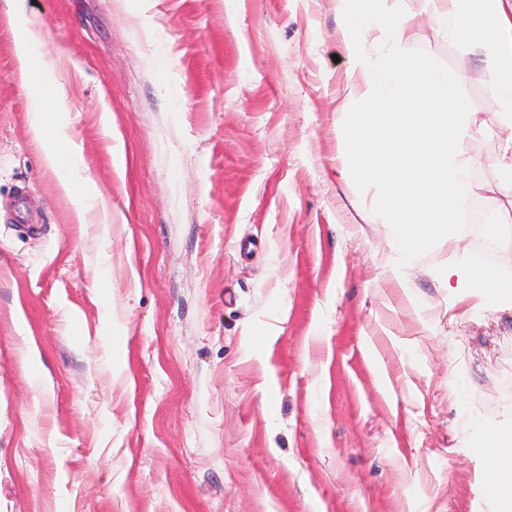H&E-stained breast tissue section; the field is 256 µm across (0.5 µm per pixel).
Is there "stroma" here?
<instances>
[{
  "label": "stroma",
  "mask_w": 512,
  "mask_h": 512,
  "mask_svg": "<svg viewBox=\"0 0 512 512\" xmlns=\"http://www.w3.org/2000/svg\"><path fill=\"white\" fill-rule=\"evenodd\" d=\"M399 2L512 225L490 79ZM26 10L99 197L77 218L44 167L0 5V512H495L473 442L512 423V309L438 281L475 238L397 267L341 176L339 0Z\"/></svg>",
  "instance_id": "obj_1"
}]
</instances>
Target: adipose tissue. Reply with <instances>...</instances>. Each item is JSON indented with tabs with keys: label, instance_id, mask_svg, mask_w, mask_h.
<instances>
[{
	"label": "adipose tissue",
	"instance_id": "adipose-tissue-1",
	"mask_svg": "<svg viewBox=\"0 0 512 512\" xmlns=\"http://www.w3.org/2000/svg\"><path fill=\"white\" fill-rule=\"evenodd\" d=\"M6 3L15 27V55L27 75L30 126L44 143L43 163L57 176L77 215H85L96 200V190L84 175L78 149L67 132L63 86L39 55L43 33L28 17L25 0ZM426 4L439 32L464 55L480 57L495 87L492 120L512 125V0H426ZM439 279L459 298L476 296L490 304L512 306V280L502 278L494 268L450 266ZM476 445L486 449L496 470L495 501L503 512H512V425L486 426Z\"/></svg>",
	"mask_w": 512,
	"mask_h": 512
}]
</instances>
